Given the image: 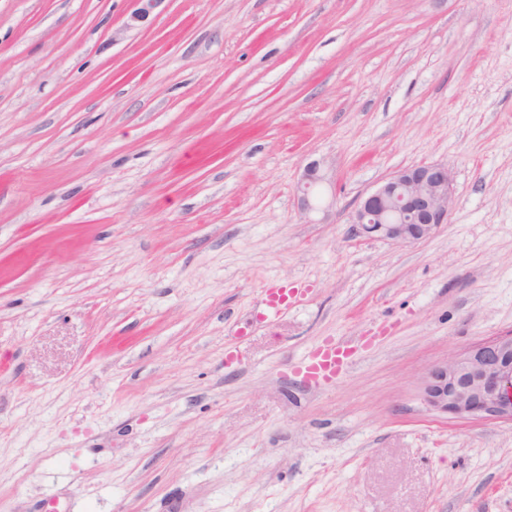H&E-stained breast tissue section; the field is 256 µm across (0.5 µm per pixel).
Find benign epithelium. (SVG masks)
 <instances>
[{
  "mask_svg": "<svg viewBox=\"0 0 512 512\" xmlns=\"http://www.w3.org/2000/svg\"><path fill=\"white\" fill-rule=\"evenodd\" d=\"M133 2L129 27L146 21L163 0ZM323 180L318 164L305 170L298 186L301 213L322 208L314 189ZM452 197L453 176L448 165H411L360 198L351 223L361 237L414 245L431 238L448 222ZM418 395L428 411L458 421L512 424V333L484 339L431 366L421 379Z\"/></svg>",
  "mask_w": 512,
  "mask_h": 512,
  "instance_id": "1",
  "label": "benign epithelium"
}]
</instances>
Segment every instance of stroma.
<instances>
[{"mask_svg": "<svg viewBox=\"0 0 512 512\" xmlns=\"http://www.w3.org/2000/svg\"><path fill=\"white\" fill-rule=\"evenodd\" d=\"M132 10L0 0V512H512V425L418 397L512 333V0ZM432 162L447 224L356 236ZM317 163H313L305 170L303 179L298 186V208L303 214L321 210V202L315 197L314 189L324 180ZM453 197L447 164L423 163L394 172L361 197L351 216L356 232L367 239L414 245L447 224ZM291 294L287 288H271L266 292L264 299L265 320L278 317L280 314L288 310L291 303ZM336 346L325 345L308 356L305 366L306 373L312 378L329 379L336 375Z\"/></svg>", "mask_w": 512, "mask_h": 512, "instance_id": "1", "label": "stroma"}]
</instances>
